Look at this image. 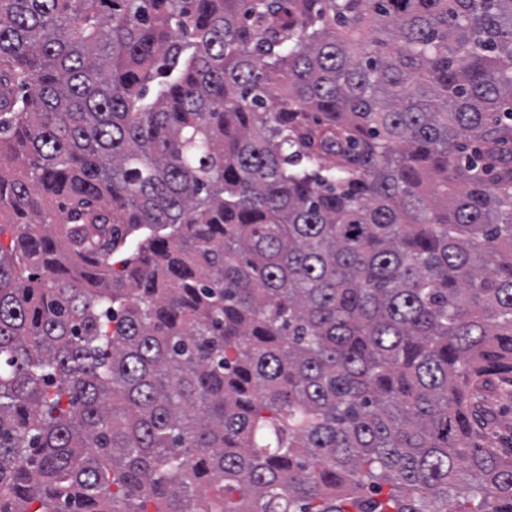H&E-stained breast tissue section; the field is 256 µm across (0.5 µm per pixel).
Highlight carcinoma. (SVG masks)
<instances>
[{
    "label": "carcinoma",
    "instance_id": "obj_1",
    "mask_svg": "<svg viewBox=\"0 0 512 512\" xmlns=\"http://www.w3.org/2000/svg\"><path fill=\"white\" fill-rule=\"evenodd\" d=\"M0 512H512V0H0ZM512 378L497 381L492 390L481 391L474 402L488 416L484 435L487 441L511 447L512 441Z\"/></svg>",
    "mask_w": 512,
    "mask_h": 512
}]
</instances>
